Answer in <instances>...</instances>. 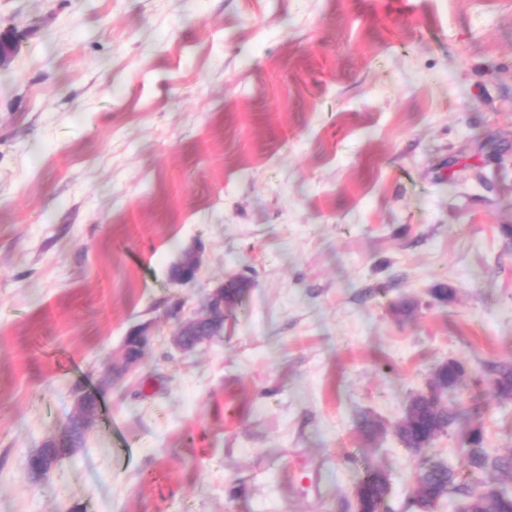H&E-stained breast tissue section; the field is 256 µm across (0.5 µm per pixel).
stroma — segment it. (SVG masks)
Returning a JSON list of instances; mask_svg holds the SVG:
<instances>
[{
    "label": "stroma",
    "instance_id": "1",
    "mask_svg": "<svg viewBox=\"0 0 512 512\" xmlns=\"http://www.w3.org/2000/svg\"><path fill=\"white\" fill-rule=\"evenodd\" d=\"M0 28V512H354L370 470L402 512L409 396L512 360V0H0ZM77 386L105 411L33 478ZM448 398L512 451V403ZM224 290V286L216 289L213 293H211L208 297L206 306L202 312V314L195 316L192 319H189L184 323V325L179 329L177 334L173 336L174 345L181 351H191L195 349L200 344L206 342L204 336H196L192 335L188 329L189 326H197L203 323L205 320L209 318V316L218 315L222 324H224V299H221L222 291ZM219 299L221 302L219 303Z\"/></svg>",
    "mask_w": 512,
    "mask_h": 512
}]
</instances>
